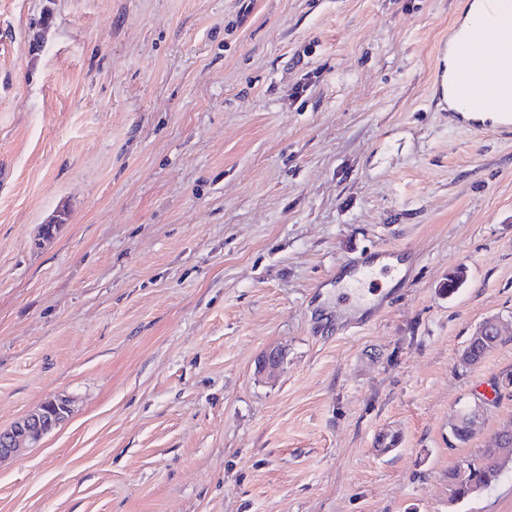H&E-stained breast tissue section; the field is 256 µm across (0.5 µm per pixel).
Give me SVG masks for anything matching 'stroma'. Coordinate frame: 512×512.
<instances>
[{
    "label": "stroma",
    "instance_id": "obj_1",
    "mask_svg": "<svg viewBox=\"0 0 512 512\" xmlns=\"http://www.w3.org/2000/svg\"><path fill=\"white\" fill-rule=\"evenodd\" d=\"M468 2L0 0V429L72 401L0 512H512L448 503L512 425V337L459 361L512 325V139L434 85ZM496 335V336H492ZM473 336H485L481 339H470V347L474 359L477 361L485 357L491 350L502 342L504 336L503 324L497 318H488L476 328Z\"/></svg>",
    "mask_w": 512,
    "mask_h": 512
}]
</instances>
